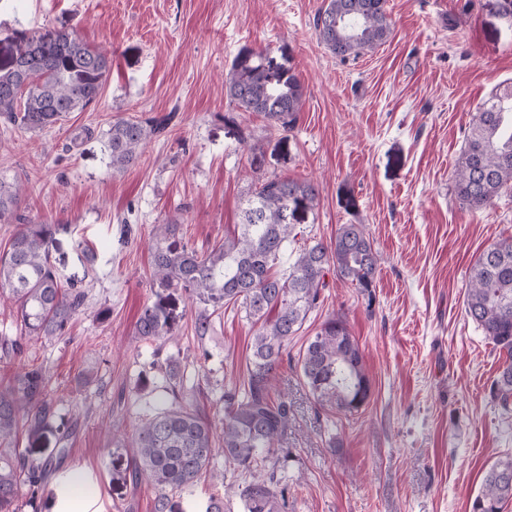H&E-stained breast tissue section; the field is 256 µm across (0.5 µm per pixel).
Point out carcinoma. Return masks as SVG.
Here are the masks:
<instances>
[{"mask_svg":"<svg viewBox=\"0 0 512 512\" xmlns=\"http://www.w3.org/2000/svg\"><path fill=\"white\" fill-rule=\"evenodd\" d=\"M319 42L341 60L375 51L392 35L386 0H322L315 17ZM112 70V55L91 47L65 30L41 28L13 33L0 46V119L30 133L50 129L71 112L99 101ZM224 85L234 106L262 116L272 130L295 129L304 104V88L290 72L264 63L263 54H245L226 72ZM167 117L120 118L102 133L112 173L133 166L148 141L168 126ZM512 186V82L497 86L478 107L455 163L454 192L470 210L489 206ZM23 187L0 179V222L19 223L0 250V299L13 307L20 335L0 340L5 356H18L28 339H62L85 306L86 293L63 283L51 260L58 246L54 224L18 214ZM318 191L307 181L267 178L243 201L233 232L207 249L176 240L178 224H157L151 243V278L157 287L182 290L206 305L194 319V333L213 330L208 309L231 308L253 327L247 373L242 383L222 396L220 425L184 402V374L171 362L164 366L173 401L140 419L132 437L136 454L131 480L155 493V512H175L169 493L197 484L204 474L234 492L243 512H287L286 487L265 462L278 451L288 430V394L276 392V373L283 364L299 370L315 404L328 414L357 415L372 397L358 341L343 316L325 319L293 357L288 343L320 307L325 277L371 294L378 255L360 224H341L328 243L314 240L293 253L283 273L275 271L288 242L298 236L292 206L312 210ZM467 315L505 356L491 386V397L504 411L512 409V237L497 241L476 258L469 270ZM178 315L170 295L158 293L145 304L134 335L156 342L174 337ZM49 370L33 366L0 388V512H18L27 487L32 512H46L38 498L51 466L16 448L19 426L33 440L55 429L59 441L74 428L56 414L47 388ZM224 452V470L214 468ZM512 501V457L497 460L486 471L471 512H502Z\"/></svg>","mask_w":512,"mask_h":512,"instance_id":"obj_1","label":"carcinoma"}]
</instances>
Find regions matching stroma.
<instances>
[{"instance_id":"obj_1","label":"stroma","mask_w":512,"mask_h":512,"mask_svg":"<svg viewBox=\"0 0 512 512\" xmlns=\"http://www.w3.org/2000/svg\"><path fill=\"white\" fill-rule=\"evenodd\" d=\"M322 0H0V40L44 26L112 52L101 98L38 134L0 121V177L24 187L20 211L58 224L52 256L81 280L86 309L62 340L33 339L0 355V386L30 366L49 367L48 392L74 426L71 450L55 434L37 445L53 475L85 469L105 512H155L154 492L122 482L133 448H113L166 399L154 363L175 357L184 385L210 420L225 388L246 374L251 324L215 314L198 338V303L176 296L175 339L133 334L154 300V225L179 216L180 241L205 248L238 220L259 180L290 177L319 191L298 243L330 241L360 224L380 258L371 296L327 276L309 325L340 314L372 381L365 411L328 420L300 375L282 366L292 416L279 446L288 512H471L486 469L512 455V412L490 387L502 359L467 317L476 257L512 236V188L471 211L454 194V166L473 114L512 81V13L502 0H387L390 39L340 60L317 39ZM246 51L292 71L305 91L293 131L237 110L224 74ZM172 115L138 163L112 173L99 137L117 118ZM91 127L81 144L76 128ZM107 309L106 319L97 312ZM337 448H329L328 436Z\"/></svg>"}]
</instances>
